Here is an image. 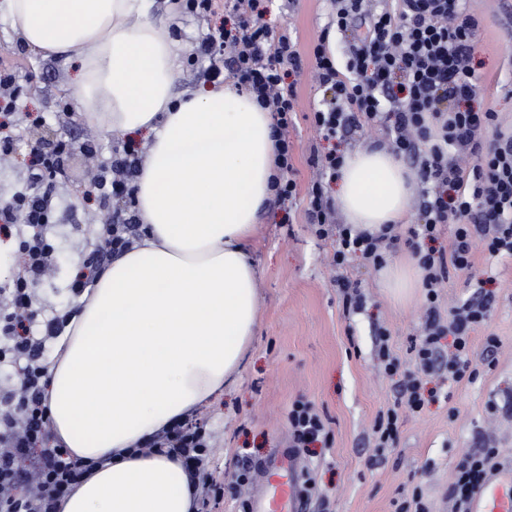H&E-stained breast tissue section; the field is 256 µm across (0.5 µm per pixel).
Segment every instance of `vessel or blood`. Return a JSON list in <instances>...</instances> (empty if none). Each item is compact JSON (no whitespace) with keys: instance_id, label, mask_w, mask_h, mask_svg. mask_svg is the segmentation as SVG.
Listing matches in <instances>:
<instances>
[{"instance_id":"1","label":"vessel or blood","mask_w":512,"mask_h":512,"mask_svg":"<svg viewBox=\"0 0 512 512\" xmlns=\"http://www.w3.org/2000/svg\"><path fill=\"white\" fill-rule=\"evenodd\" d=\"M293 456L281 452L265 466L267 480L256 486L248 500L249 512H294L301 503L290 479ZM470 512H512V470L487 478L472 497Z\"/></svg>"}]
</instances>
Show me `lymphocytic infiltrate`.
<instances>
[{
	"label": "lymphocytic infiltrate",
	"mask_w": 512,
	"mask_h": 512,
	"mask_svg": "<svg viewBox=\"0 0 512 512\" xmlns=\"http://www.w3.org/2000/svg\"><path fill=\"white\" fill-rule=\"evenodd\" d=\"M226 5L232 27L208 34L200 44L201 54L210 60L206 76L212 82L230 77L238 92L271 113L277 128L274 201L289 203L298 192L288 141L297 97L290 77L299 73L301 56L290 35L276 32L266 21L261 0H226ZM358 19L363 28L356 30L344 57L334 55L324 35L313 48L315 79L329 95L325 108L314 111L313 127L326 141L358 126L384 127L386 145L418 167L424 184L411 236L422 272L425 320L412 345L413 370L402 371L388 342H381L377 351L384 373L399 379L398 398L373 427L382 453L395 447L403 414L422 411L425 376L443 366L455 382L479 374L469 357L471 334L487 321L493 298L487 294L445 313L441 290L451 275L471 272L475 244L490 256L512 258V135L501 133L491 142L484 137L497 114L474 104L478 21L467 0H333L331 28L344 34ZM137 163L135 149L123 147L95 181L99 203L110 211L99 245L102 253L119 255L134 242L136 218L125 210L134 198ZM308 163L314 176L306 192L307 221L318 237L333 240L335 284L345 310L354 311L362 296L343 268L354 259L382 268L400 237L389 226L373 235L337 223L324 183L335 180L342 167L340 152H311ZM52 201L50 191L21 186L0 205V234L11 236L20 223H50ZM447 225L453 228L447 249L434 248ZM18 252L23 267L9 287L0 289V370L9 379L0 386V512H57L59 501L89 470L57 443L44 398L49 344L62 335L69 317L42 320L33 308L34 287L50 266L51 246L41 235L23 236ZM445 347L450 357L442 356ZM288 430L289 446L296 452L327 442L330 435L322 416L301 401L288 411ZM157 448L180 457L194 475H206L209 445L202 426L176 425L147 442L143 451L150 454ZM498 458L497 449L482 448L461 459L448 487L456 512H467L475 489Z\"/></svg>",
	"instance_id": "1"
}]
</instances>
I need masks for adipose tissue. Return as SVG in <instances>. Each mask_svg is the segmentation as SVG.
<instances>
[{"instance_id":"obj_1","label":"adipose tissue","mask_w":512,"mask_h":512,"mask_svg":"<svg viewBox=\"0 0 512 512\" xmlns=\"http://www.w3.org/2000/svg\"><path fill=\"white\" fill-rule=\"evenodd\" d=\"M152 0H0L13 31L80 64L76 106L150 139L134 178L141 235L102 269L50 363L46 402L71 457L104 459L60 512H197L182 461L139 448L235 381L254 337L247 249L274 198L272 119L230 87L175 91L176 43ZM336 202L377 234L408 216L416 178L381 149L347 152Z\"/></svg>"}]
</instances>
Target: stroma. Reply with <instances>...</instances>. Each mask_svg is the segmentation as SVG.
<instances>
[{"label": "stroma", "instance_id": "1", "mask_svg": "<svg viewBox=\"0 0 512 512\" xmlns=\"http://www.w3.org/2000/svg\"><path fill=\"white\" fill-rule=\"evenodd\" d=\"M479 21L474 44L476 95L499 116L487 139L512 130V22L500 0H471ZM331 13L329 0H272L267 20L296 39L303 70L297 78V106L290 138L294 177L299 187L309 179L311 150L326 151L310 119L323 92L313 83L312 52ZM154 19H170L178 42L174 84L205 90L208 62L198 47L210 31L224 26L223 8L189 11L181 0H154ZM12 65L25 94L6 133L11 153L0 154V202L8 201L28 174V155L44 141L68 140L65 174L54 191L57 216L44 234L54 261L35 290L36 305L49 314L76 309L70 285L74 269L86 265L97 249L106 215L78 189L93 183L97 170L110 164L116 149L134 144L145 149L147 134L106 132L86 123L76 110L72 85L76 67L64 58L29 49L0 11V62ZM94 141L95 154L85 145ZM307 199L298 195L290 210L270 205L249 249L258 274V318L254 339L237 382L199 412L210 435L209 470L224 490L215 512H243L230 492L241 462L258 470L288 446L291 404L310 403L329 425L331 440L298 455V480L313 489L305 512H397L398 502L420 489L430 512H450L448 487L467 453L490 445L501 464H512V259L474 250L470 276L452 278L443 290L451 307L492 293L486 323L472 334L470 358L477 378L455 383L447 370L426 377L431 399L417 415H406L395 448L375 458L372 427L392 407L398 383L378 366L380 332L403 367L412 368L410 351L423 314L422 291L406 304L394 302L381 271L352 263L349 279L357 283L363 306L345 314L340 293L330 283V240L316 237L306 219Z\"/></svg>", "mask_w": 512, "mask_h": 512}]
</instances>
